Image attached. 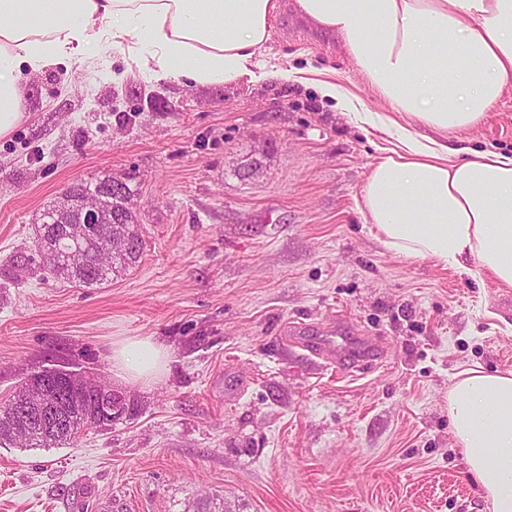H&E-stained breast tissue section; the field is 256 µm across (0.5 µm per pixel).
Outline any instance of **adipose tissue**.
Instances as JSON below:
<instances>
[{
    "label": "adipose tissue",
    "mask_w": 512,
    "mask_h": 512,
    "mask_svg": "<svg viewBox=\"0 0 512 512\" xmlns=\"http://www.w3.org/2000/svg\"><path fill=\"white\" fill-rule=\"evenodd\" d=\"M279 0H0V137L24 118L26 76L121 55L146 81L219 86L264 68ZM336 36L391 114L319 82L358 122L396 134L357 202L389 251L437 260L459 275L512 288V155L451 159L443 137L479 125L512 84V0H296ZM410 118L402 125L400 117ZM436 131L423 136L422 128ZM130 385L165 378L172 354L149 337L112 346ZM448 421L490 512H512V370L474 365L448 387Z\"/></svg>",
    "instance_id": "ef3b65f1"
}]
</instances>
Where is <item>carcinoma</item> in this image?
Returning <instances> with one entry per match:
<instances>
[{"mask_svg": "<svg viewBox=\"0 0 512 512\" xmlns=\"http://www.w3.org/2000/svg\"><path fill=\"white\" fill-rule=\"evenodd\" d=\"M70 189L83 194L93 193L101 197L100 221L111 227L114 234H124L129 225L135 223L133 210L134 190L120 180L104 177L95 183H75ZM75 219L73 215H62L56 209V203L43 208L40 214L38 248L49 268L63 276L72 284L80 287H99L112 277L133 268L139 262L144 249L140 235L132 236V241L125 250L116 253L101 248L97 241L91 239L82 246V253L74 262H69L68 254L73 244L67 239V224ZM36 386L25 384L13 395V402L0 405V445L10 444L19 448H55L68 444L82 429L108 430L112 423L120 420L123 414L105 415L109 405L110 388L101 386L105 392L103 398L87 400L81 393L78 379L60 377L48 391L63 401L66 424L57 430L47 425L40 414L32 410L27 418L16 417L17 407L28 402Z\"/></svg>", "mask_w": 512, "mask_h": 512, "instance_id": "carcinoma-1", "label": "carcinoma"}]
</instances>
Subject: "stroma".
Segmentation results:
<instances>
[{"label":"stroma","mask_w":512,"mask_h":512,"mask_svg":"<svg viewBox=\"0 0 512 512\" xmlns=\"http://www.w3.org/2000/svg\"><path fill=\"white\" fill-rule=\"evenodd\" d=\"M279 74L218 87L56 66L0 138V404L34 372L111 385L136 411L59 448L0 445V512H489L448 426L471 364L512 369V288L395 256L356 208L394 140L321 97L388 106L333 38L281 0ZM452 148L512 153V89ZM261 157L263 173L243 167ZM134 190L135 268L98 288L52 275L43 208L73 182ZM342 324L380 353L362 370L285 350L283 328ZM173 352L148 388L112 371L114 341Z\"/></svg>","instance_id":"obj_1"}]
</instances>
